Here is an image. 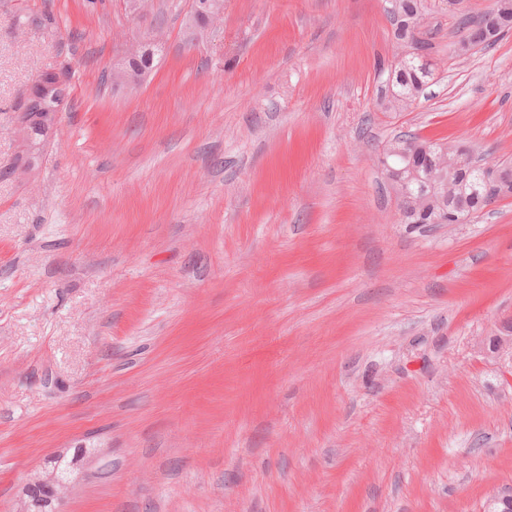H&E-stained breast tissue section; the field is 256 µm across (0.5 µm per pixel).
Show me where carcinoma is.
Listing matches in <instances>:
<instances>
[{
	"mask_svg": "<svg viewBox=\"0 0 512 512\" xmlns=\"http://www.w3.org/2000/svg\"><path fill=\"white\" fill-rule=\"evenodd\" d=\"M386 12L396 41L417 44V35L427 24L425 0H387ZM461 24L466 35L456 52L486 48L512 31V0H494L478 20L466 17ZM446 65L444 58L431 62L414 52L400 56L388 70L381 109L408 111L433 80L434 71ZM65 91V83L54 80L27 99L18 123L34 143L47 139ZM463 153L464 147L457 142H429L413 134L395 135L385 142L379 162L396 193L401 223L457 224L482 211L493 198L512 194V162L503 161L486 173L468 163ZM93 452L92 448L67 449L31 474L18 512H58Z\"/></svg>",
	"mask_w": 512,
	"mask_h": 512,
	"instance_id": "obj_1",
	"label": "carcinoma"
}]
</instances>
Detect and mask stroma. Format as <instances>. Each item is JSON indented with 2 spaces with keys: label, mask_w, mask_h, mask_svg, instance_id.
<instances>
[{
  "label": "stroma",
  "mask_w": 512,
  "mask_h": 512,
  "mask_svg": "<svg viewBox=\"0 0 512 512\" xmlns=\"http://www.w3.org/2000/svg\"><path fill=\"white\" fill-rule=\"evenodd\" d=\"M413 108L386 0H0V170L34 81L70 94L34 177H0V512L95 448L61 512H484L512 488V195L404 224L398 132L512 160V32L457 55L426 0ZM163 31L138 87L105 77ZM224 14L223 0H192L190 18L192 24L203 33H212L219 28ZM447 59L431 62L418 53H409L395 60L388 70L385 98L380 102L384 112H406L433 80L435 69L445 67ZM486 353L492 357L506 362L510 370V382H512V324L510 322L506 333L493 336L489 342Z\"/></svg>",
  "instance_id": "35a3bbf8"
}]
</instances>
